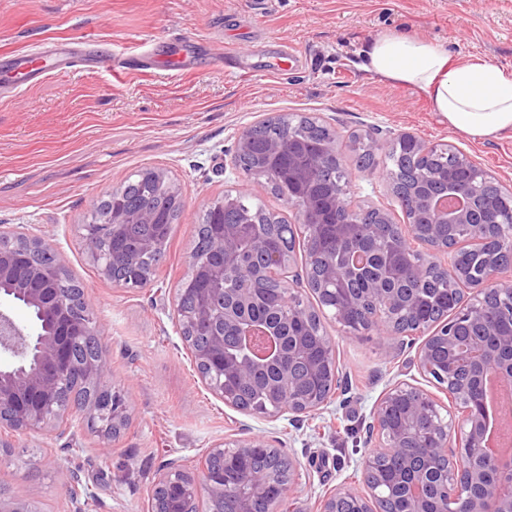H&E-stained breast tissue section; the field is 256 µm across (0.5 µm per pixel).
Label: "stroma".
Here are the masks:
<instances>
[{
	"instance_id": "35a3bbf8",
	"label": "stroma",
	"mask_w": 512,
	"mask_h": 512,
	"mask_svg": "<svg viewBox=\"0 0 512 512\" xmlns=\"http://www.w3.org/2000/svg\"><path fill=\"white\" fill-rule=\"evenodd\" d=\"M387 30L512 71V0H0V56L50 40L95 38L117 58L140 55L147 36L201 42L191 73L72 71L0 99V225L47 240L84 286L111 360L102 383L125 391L129 415L107 458L88 429L87 449L76 456L59 441L12 437L0 450V492L40 512H66L59 471L69 468L108 485L97 512H148L151 478L169 459L191 470L214 443L254 434L301 465L298 512H318L326 492L358 485L370 412L390 384L417 378L413 350L388 352L377 336L345 334L324 317L342 380L329 404L293 422L249 416L201 383L172 321L169 291L188 273L197 225L224 195L248 186L296 222L266 180L246 181L228 166L238 135L272 113L316 116L333 128L353 200L394 208L400 224L405 217L386 185L363 179L351 134L369 131L386 145L410 132L452 144L512 189V132L471 139L420 94L358 68L367 43ZM229 43L241 51L236 65L213 66ZM283 46L299 50L301 62L283 63ZM146 168L181 188L184 208L154 284L131 289L103 277L83 250L81 227L98 199Z\"/></svg>"
}]
</instances>
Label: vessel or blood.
<instances>
[{"instance_id": "vessel-or-blood-1", "label": "vessel or blood", "mask_w": 512, "mask_h": 512, "mask_svg": "<svg viewBox=\"0 0 512 512\" xmlns=\"http://www.w3.org/2000/svg\"><path fill=\"white\" fill-rule=\"evenodd\" d=\"M98 72L111 68L112 53L100 41L47 43L38 50L0 58V94L7 96L31 87L48 67Z\"/></svg>"}]
</instances>
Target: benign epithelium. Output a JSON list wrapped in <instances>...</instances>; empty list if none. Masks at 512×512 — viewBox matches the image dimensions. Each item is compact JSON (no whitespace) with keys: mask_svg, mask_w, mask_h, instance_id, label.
<instances>
[{"mask_svg":"<svg viewBox=\"0 0 512 512\" xmlns=\"http://www.w3.org/2000/svg\"><path fill=\"white\" fill-rule=\"evenodd\" d=\"M414 143L423 156L442 149L453 164L435 171L414 187H404L403 180L391 171L363 169L369 182L383 181L391 194L408 202L411 236L403 233L390 240L380 254L384 276L367 294L359 297L349 282L362 274L369 252L362 242L371 236L373 227L365 215L372 213L374 224L392 223L385 208L355 205L350 189L342 184L325 200L310 197L311 179L315 172L336 160L338 141H330L316 149L296 143L289 135L270 139L265 155L270 159L288 156V185L297 189L289 195L288 204L305 224L331 227L336 239L335 250L345 255L338 265L333 255L317 242L308 245L307 267L321 272L334 286L336 304L333 318L345 333L363 324L366 331L379 340L402 349L406 338L423 328L416 319L421 301L415 296L433 274L456 284L467 278L465 271L451 267L442 258L460 249L478 251L483 239L476 233L466 238H445L439 234L443 224H496L492 206L480 195L458 186V172L463 171L483 185L491 176L466 153L447 144L431 143L412 133H401L394 141ZM252 154V137L246 129L239 135L232 155L233 169ZM464 199L463 208L454 213L443 212L436 203L448 196ZM158 210L142 208L136 212L111 209L102 224L83 225V248L86 255L112 279V268L126 266L140 273L137 286L154 283L152 270L142 267V256L156 251L152 240L144 238L133 250L112 251V259L104 254L105 244L123 238L133 224L153 225ZM429 246L428 254L413 265L405 288H385L383 282L398 275L396 258L412 248L411 239ZM249 250L264 254L265 239L253 230L251 221L241 218L226 221L222 230L211 235L213 258L203 265L188 288L177 289L174 296L175 322L191 362L209 391L224 404L246 414L255 411L243 406L237 386L252 380L260 372L272 373L273 380L265 389V399L272 407L266 416L293 420L315 414L326 406L331 395L322 390L336 386V362L318 359L301 338L284 346L281 326L249 315L248 307L261 302L244 293L228 301L224 281L232 271L245 276L243 244ZM285 262L274 255L265 263L261 276L284 279ZM64 266L54 249L44 240L14 235L0 229V299L17 296L38 311L44 322L41 331L20 326L11 314L0 309V352L15 358V364L0 369V434L41 436L46 439L68 438L67 450L83 451L81 429L69 420V412L84 409L91 428L106 441L118 437L128 424L126 398L123 394L100 387L101 377L110 362L103 354L102 326L93 321L85 290L58 288L64 283ZM288 321L311 320L312 311L304 305L300 292L288 281ZM190 294L193 303L182 305L181 296ZM454 297L448 320L432 326L418 346L414 363L419 374L437 393L422 390L401 380L393 383L375 405L369 427L376 445L364 458L361 469L362 490L337 487L320 501L319 512H401L397 498L385 493L389 485L386 468L404 485L409 502L407 512H428L423 475L403 480L412 460H422L424 475L441 471L442 486L437 488L443 504L437 512H512V489L504 488L503 473L512 471V459L496 457L486 447L490 427L485 410V383L490 378L512 386V268L506 270L495 257L486 259L480 284L466 296L462 289H450ZM502 301L499 315L486 312L487 302ZM466 319L473 332L456 336L457 322ZM207 342L197 345L190 337L197 332ZM84 356L76 357V345ZM448 351L441 369L433 366L434 348ZM255 450L272 452L274 448L261 436L213 444L201 456L196 473L181 468L172 460L152 478L150 512H223L224 501L237 502L236 512H284L294 499L301 479L300 466L290 463L278 474L250 469L249 456ZM68 493V512H94L103 487L82 479L77 470L61 471ZM207 509L200 510V503ZM0 512H33L30 502L19 498L0 497Z\"/></svg>","mask_w":512,"mask_h":512,"instance_id":"7a95c632","label":"benign epithelium"}]
</instances>
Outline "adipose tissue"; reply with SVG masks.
Returning a JSON list of instances; mask_svg holds the SVG:
<instances>
[{
  "label": "adipose tissue",
  "instance_id": "1",
  "mask_svg": "<svg viewBox=\"0 0 512 512\" xmlns=\"http://www.w3.org/2000/svg\"><path fill=\"white\" fill-rule=\"evenodd\" d=\"M360 67L423 93L449 127L473 139L512 131V72L480 57L456 62L447 44L394 30L368 43Z\"/></svg>",
  "mask_w": 512,
  "mask_h": 512
}]
</instances>
